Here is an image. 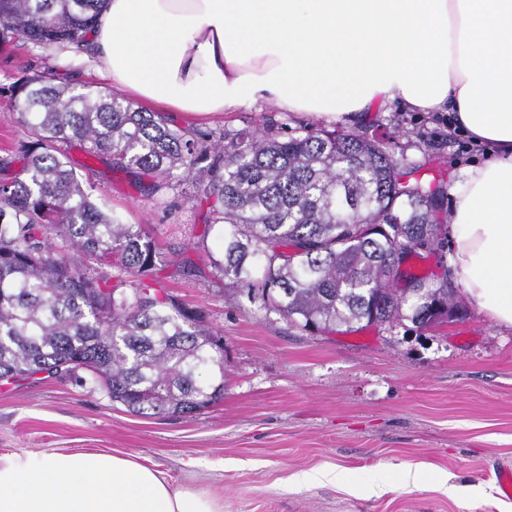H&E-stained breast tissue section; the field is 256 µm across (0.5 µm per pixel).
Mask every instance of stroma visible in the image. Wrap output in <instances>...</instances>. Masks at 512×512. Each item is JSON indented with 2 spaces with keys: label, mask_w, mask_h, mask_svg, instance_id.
Instances as JSON below:
<instances>
[{
  "label": "stroma",
  "mask_w": 512,
  "mask_h": 512,
  "mask_svg": "<svg viewBox=\"0 0 512 512\" xmlns=\"http://www.w3.org/2000/svg\"><path fill=\"white\" fill-rule=\"evenodd\" d=\"M34 73L57 84L112 88L87 61L63 67L51 50L0 44V84ZM272 123L300 130L319 120L245 106L205 128ZM334 127L364 132L397 159L421 163L426 180L446 185L436 216L444 239L466 170L493 151L447 120L396 105ZM82 178L108 212L150 225L164 251L200 232L191 203L177 192L159 203L131 174L99 164ZM199 268L197 276H175L167 266L160 273L224 338L222 399L190 416L140 415L71 377L0 380V455L126 454L175 486L223 494L224 512H512L495 486L496 470L512 468V329L480 312L462 290L453 298L461 316L432 327L403 319L310 333L267 311L209 261ZM404 466L419 468L421 488H400ZM329 467L338 483L300 480ZM440 481L455 494L436 491Z\"/></svg>",
  "instance_id": "35a3bbf8"
}]
</instances>
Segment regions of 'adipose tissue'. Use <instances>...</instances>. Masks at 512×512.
Returning a JSON list of instances; mask_svg holds the SVG:
<instances>
[{
    "instance_id": "obj_1",
    "label": "adipose tissue",
    "mask_w": 512,
    "mask_h": 512,
    "mask_svg": "<svg viewBox=\"0 0 512 512\" xmlns=\"http://www.w3.org/2000/svg\"><path fill=\"white\" fill-rule=\"evenodd\" d=\"M93 63L133 99L208 117L271 103L331 123L397 103L496 154L453 214L468 301L512 327V0H106ZM0 512H224L106 452L0 456Z\"/></svg>"
}]
</instances>
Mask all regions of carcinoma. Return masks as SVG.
<instances>
[{"instance_id": "cac0c4a2", "label": "carcinoma", "mask_w": 512, "mask_h": 512, "mask_svg": "<svg viewBox=\"0 0 512 512\" xmlns=\"http://www.w3.org/2000/svg\"><path fill=\"white\" fill-rule=\"evenodd\" d=\"M103 0H0V43L66 50L87 40ZM13 99L29 141L0 159V379L86 373L84 384L145 414H193L224 395V337L157 276L165 253L146 225L93 200L74 166L183 184L202 222L177 267L203 251L290 326L443 322L454 292L412 271L440 246L444 188L356 132L280 124L202 132L112 92L24 76ZM222 226L215 248L214 227ZM452 313L458 315L460 310Z\"/></svg>"}]
</instances>
